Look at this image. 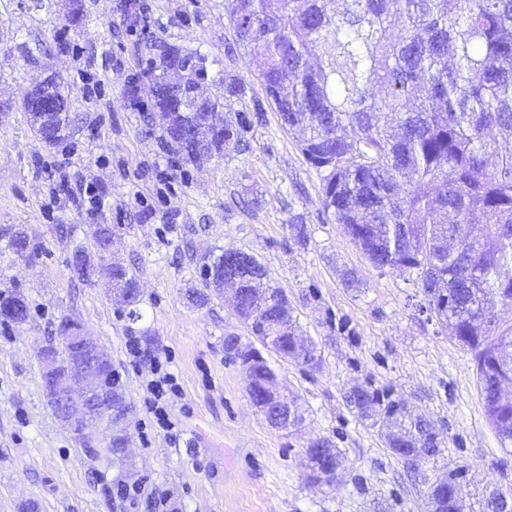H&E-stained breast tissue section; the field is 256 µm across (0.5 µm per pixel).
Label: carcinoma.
<instances>
[{
    "mask_svg": "<svg viewBox=\"0 0 512 512\" xmlns=\"http://www.w3.org/2000/svg\"><path fill=\"white\" fill-rule=\"evenodd\" d=\"M225 13L237 47L263 56L258 79L321 175L323 213L374 268L413 276L423 308L473 353L487 420L500 445L512 447V393L496 386L499 375L512 376V327L501 328L496 315L512 306V283L499 279L512 265V0H226ZM148 49L143 75L157 81L148 110L166 145L193 159L187 131L209 114L224 119L222 150L243 147L244 83L225 77L224 99L198 107L188 89L208 78L207 58L161 41ZM189 58L187 76L180 62ZM46 97L60 102L51 122L24 110L52 145L66 136L67 96L58 87ZM112 280L127 294L129 317L140 318L136 277L118 266ZM242 288L238 317L261 343L276 337L269 348L285 356L298 331L287 296L272 289L273 303L260 310L252 278ZM224 352L245 370L254 348L228 336ZM346 401L382 434H398L396 457L412 448L439 454L426 418L390 419L398 406L391 391L365 386ZM447 476L448 491H426L436 512H457L463 469Z\"/></svg>",
    "mask_w": 512,
    "mask_h": 512,
    "instance_id": "1",
    "label": "carcinoma"
}]
</instances>
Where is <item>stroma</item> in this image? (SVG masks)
<instances>
[{"instance_id":"1","label":"stroma","mask_w":512,"mask_h":512,"mask_svg":"<svg viewBox=\"0 0 512 512\" xmlns=\"http://www.w3.org/2000/svg\"><path fill=\"white\" fill-rule=\"evenodd\" d=\"M121 0H82L84 20L67 28L70 0H0V289L23 295L30 317L0 321V512H131L118 482L167 495L154 512H426L424 492L464 465L466 502L479 512L486 488H512V448H502L479 396L472 355L420 307L408 274L375 269L341 225L321 211V178L266 108L245 146L220 158L186 162L168 149L159 126L124 98L126 79L145 62L140 31L121 16ZM152 34L214 59L207 91L223 94L236 75L248 98L264 99L256 61L237 50L225 0H142ZM51 68L69 88L71 135L46 146L22 105L27 88ZM92 186L96 208L78 188ZM112 227L99 253L96 225ZM305 227L297 241L291 225ZM32 248L16 254L12 233ZM93 258L91 281L75 276L77 247ZM249 252L287 295L303 336L322 358L311 370L275 353L266 359L285 394L305 411L296 429L271 427L250 401L224 339L253 343L223 296L188 302L202 288V256ZM125 266L141 288V319L113 297L109 269ZM360 285L345 287L344 273ZM78 319L119 372L133 412L131 455L113 462L102 438L84 445L52 412L38 357L62 318ZM137 336L148 354L171 358L182 386L174 433L146 434L147 359L129 361ZM369 382L388 386L433 421L439 455L406 465L384 437L347 406L344 393ZM342 454L333 483L305 471L310 441Z\"/></svg>"}]
</instances>
